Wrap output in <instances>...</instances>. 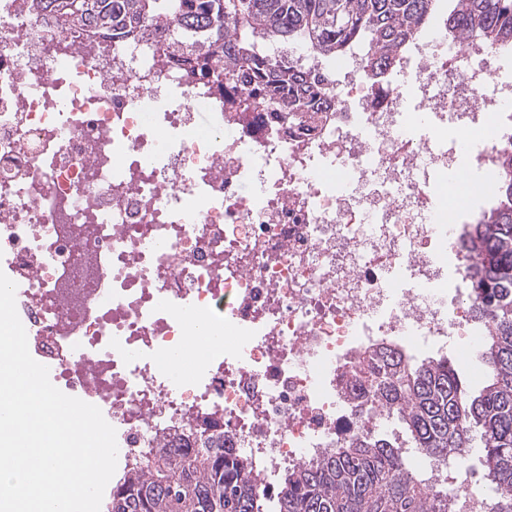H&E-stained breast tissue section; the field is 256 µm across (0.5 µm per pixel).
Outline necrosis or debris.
<instances>
[{"label":"necrosis or debris","instance_id":"4bbe7bcc","mask_svg":"<svg viewBox=\"0 0 512 512\" xmlns=\"http://www.w3.org/2000/svg\"><path fill=\"white\" fill-rule=\"evenodd\" d=\"M504 57L422 36L395 84L352 54L325 111L290 123L226 111L164 34L90 45L35 0H0V271L31 356L115 428L116 476L204 430L275 487L393 432L343 392L366 347L480 345L474 258L432 201L487 200L512 149ZM406 462L454 512H488L476 469Z\"/></svg>","mask_w":512,"mask_h":512}]
</instances>
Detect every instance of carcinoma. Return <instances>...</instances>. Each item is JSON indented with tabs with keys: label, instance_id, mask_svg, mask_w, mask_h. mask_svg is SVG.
<instances>
[{
	"label": "carcinoma",
	"instance_id": "1",
	"mask_svg": "<svg viewBox=\"0 0 512 512\" xmlns=\"http://www.w3.org/2000/svg\"><path fill=\"white\" fill-rule=\"evenodd\" d=\"M44 16L89 42L121 24L152 26L182 51V62L224 92L234 112L271 104L297 120L327 94L323 67L353 50L364 73L395 69L437 0H39ZM447 36L487 48L512 47V0H453ZM496 206L463 241L475 258L469 288L485 325L482 386L472 387L452 359L409 357L391 345L369 351L356 378L361 403L391 409L411 448L448 462L482 449L494 489L488 512H512V154L492 182ZM197 448H160L146 469L112 484L107 512H265L264 486L251 462L224 442L199 436ZM272 512H452L448 490L409 471L400 444L362 435L286 471Z\"/></svg>",
	"mask_w": 512,
	"mask_h": 512
}]
</instances>
